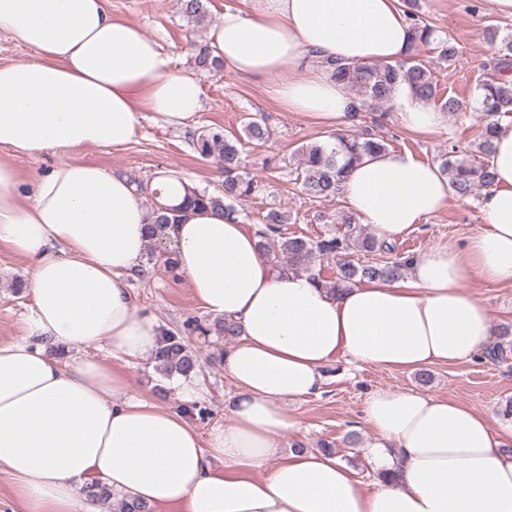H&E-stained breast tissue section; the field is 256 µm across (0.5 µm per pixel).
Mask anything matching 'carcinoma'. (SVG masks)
I'll return each instance as SVG.
<instances>
[{
	"label": "carcinoma",
	"mask_w": 512,
	"mask_h": 512,
	"mask_svg": "<svg viewBox=\"0 0 512 512\" xmlns=\"http://www.w3.org/2000/svg\"><path fill=\"white\" fill-rule=\"evenodd\" d=\"M405 13L411 21L414 38L410 43L406 59L395 63L353 64L330 63L325 71L331 78L348 87L361 100L364 106H382L390 101L395 91L405 86L411 95L424 104H440L444 112H464L467 105L460 99L441 93L430 66L420 58L422 47L435 45L438 57L452 62L458 56V48L451 38L442 36L418 14L416 0H403ZM184 13L196 24L206 21L203 0H181ZM490 37L500 40L492 70L478 85L477 111L483 113V124L476 138L475 154L460 158L456 150L444 158L441 171L448 176L454 194L461 199L469 198L480 188H489L494 183L492 158L493 139L499 119L512 115V83L498 81V76L512 72V34L500 35L496 27L490 28ZM194 61L197 67L217 70L222 64L212 57L207 43H195ZM243 135L227 133L219 127H204L194 134L192 146L203 158L215 157L222 164V179L213 190L181 183L183 196L174 204L170 198L159 201L161 192L151 188V184L132 178L137 190L155 199L156 219L150 227L151 250L157 260L167 268H175L176 258L165 248L155 244L163 243L168 236L167 228L176 221L177 213L183 208L222 209L227 216L243 214L242 205L260 191V185L247 172L246 158L243 157L248 145L261 146L271 136V131L260 115L248 118L242 129ZM334 146L310 143L301 147V162L297 177L302 191L319 199H334L341 195V183L347 169L364 157L387 150V140L380 134L365 131L358 135H336ZM288 212L271 207L258 223L255 236L267 261L282 273H306L321 286L336 294L363 280L395 282L403 279L408 270V259L390 258L394 246L381 241L357 222L354 214L344 212L339 221L344 226L343 233L322 240H313L305 235L288 233ZM277 247L270 248L269 241ZM359 252L372 255L374 259L356 262L351 254ZM332 254L337 259L336 275L322 276L314 269L319 255ZM387 258L380 260L378 256ZM184 328L204 336H222L232 341L241 335L237 322L224 318L211 323L189 319ZM156 368L167 376L190 377L198 375L202 365L198 355L186 344L182 332H165L161 345L154 356ZM84 492L105 512H149L146 505L124 495L117 494L106 484L95 481L84 487Z\"/></svg>",
	"instance_id": "cac0c4a2"
}]
</instances>
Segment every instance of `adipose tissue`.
I'll list each match as a JSON object with an SVG mask.
<instances>
[{
	"label": "adipose tissue",
	"instance_id": "1",
	"mask_svg": "<svg viewBox=\"0 0 512 512\" xmlns=\"http://www.w3.org/2000/svg\"><path fill=\"white\" fill-rule=\"evenodd\" d=\"M0 32L32 52L0 64V245L31 267L21 340L0 345V470L18 512H79L78 490L100 481L152 512H512V455L487 417L413 390L377 389L364 401L376 470L365 484L338 457L282 451L294 421L286 403L320 392L342 355L357 367L414 370L475 356L494 334L466 284L512 285V120L494 140L495 182L485 227L463 248L411 257L406 280L332 294L305 273L283 274L241 221L188 209L169 235L202 308L240 324L224 353L238 391L230 418L199 433L139 398L129 378L90 348L153 356L161 333L139 310L128 277L143 270L152 210L125 177L69 158L81 148L123 150L145 113L181 126L201 108L191 73L110 0H0ZM412 34L400 0H255L225 8L207 35L235 75L270 83L286 108L336 125L361 108L320 59L403 60ZM391 107L412 131L440 130V112L407 88ZM49 153L28 176L14 158ZM342 194L359 223L395 242L453 196L438 166L389 150L349 167ZM80 350L67 364L48 347Z\"/></svg>",
	"mask_w": 512,
	"mask_h": 512
}]
</instances>
